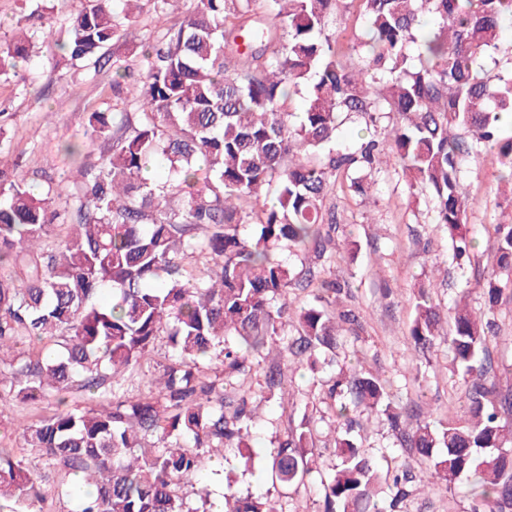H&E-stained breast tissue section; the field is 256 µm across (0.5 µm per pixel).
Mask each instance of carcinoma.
Wrapping results in <instances>:
<instances>
[{
    "instance_id": "1",
    "label": "carcinoma",
    "mask_w": 512,
    "mask_h": 512,
    "mask_svg": "<svg viewBox=\"0 0 512 512\" xmlns=\"http://www.w3.org/2000/svg\"><path fill=\"white\" fill-rule=\"evenodd\" d=\"M91 0L55 45L70 61L101 65L134 22L141 0ZM343 0H193L145 50L144 78L115 72L119 112L88 115L89 143L112 142L73 187L52 179L34 192L27 175L0 160V403L69 390L84 406L58 408L19 433L28 454L0 448V509L44 512H209L181 493L205 453L251 458L256 392L226 391L253 361H268L269 392L285 393L284 361L317 370L336 348L339 324L354 325L332 298L350 288L330 277L336 214L326 208L338 178L355 194L384 168H399L408 194L433 204L452 259L467 237L464 166L497 150L512 182V43L502 26L512 0H360L361 31L343 53L329 23ZM29 43L0 45V73ZM301 112L290 111L295 98ZM399 125L383 126L389 115ZM371 134L338 144L344 119ZM165 176L145 177L155 163ZM271 202L261 200V192ZM65 199L63 210L55 208ZM67 235L50 240L54 228ZM256 226L244 237L241 229ZM496 269L482 284L498 302V276L512 275V224L494 225ZM286 243L300 264L278 257ZM315 290L294 307L288 289ZM102 291L112 305L95 302ZM422 287L409 338L416 353L438 339L460 369L466 418L435 423L420 413L403 425L369 372H339L326 393L336 418V464L323 483V512H400L412 494L407 470L381 472L354 435L365 411L386 418L426 473L452 487L473 473L475 512H512V394L499 395L486 345L498 337L486 313L457 302L448 336ZM295 325L299 337L281 341ZM176 358L158 386L135 396L114 388L161 337ZM48 345L15 354L25 341ZM224 365V377L208 374ZM313 421L279 438L270 453L274 485L305 484L314 460ZM389 500L379 498L382 487ZM224 512H280L270 499L230 495Z\"/></svg>"
}]
</instances>
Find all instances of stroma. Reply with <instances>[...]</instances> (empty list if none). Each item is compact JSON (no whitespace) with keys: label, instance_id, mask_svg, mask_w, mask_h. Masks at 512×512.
Listing matches in <instances>:
<instances>
[{"label":"stroma","instance_id":"35a3bbf8","mask_svg":"<svg viewBox=\"0 0 512 512\" xmlns=\"http://www.w3.org/2000/svg\"><path fill=\"white\" fill-rule=\"evenodd\" d=\"M176 14H158L151 0L130 27L126 40L110 45L109 59L121 60L131 77L144 70L142 50L149 38L164 33ZM30 58L16 71L0 76V107L15 115L0 136V159L18 163L26 172H38L55 180L70 181L77 166L59 152L65 140L83 139L89 112L120 108L112 93V69L74 67L56 61L53 39L42 28L29 29ZM496 151H487L470 163L463 186L470 198L467 227L476 241L466 270L457 269L448 240L433 222L427 199L410 201L401 174L387 170L376 176L366 196L350 192L337 183L332 200L339 226L332 268L337 278L354 285L353 299H338L337 308L353 306L361 324L360 334L345 333L336 348L332 366L311 372L305 362L288 364V399L272 397L255 402L249 442L250 461L236 449L224 451L223 461L208 460L182 488L188 499L201 492L212 501L224 496L268 495L280 499L286 512H322L319 473H312L305 486L282 488L267 476L270 448L276 437L299 426L311 390L327 388L338 369L369 371L386 380L391 401L400 410L420 409L436 419L464 415V386L448 358L446 344L435 345L419 365H412L409 328L415 316L414 296L424 282H432L433 301L442 317H450L465 279L489 276L495 264L497 224L512 223V209L499 201L512 186L499 178ZM503 294L494 309L498 340L488 348L501 389L512 390V280L503 279ZM45 401L13 402L0 411V448L19 453V431L51 414ZM359 443L374 457L394 456L412 475H420L418 455L399 448L384 421L363 415ZM470 474H462L457 488L438 483L402 504V512H473L476 502L466 496Z\"/></svg>","mask_w":512,"mask_h":512}]
</instances>
